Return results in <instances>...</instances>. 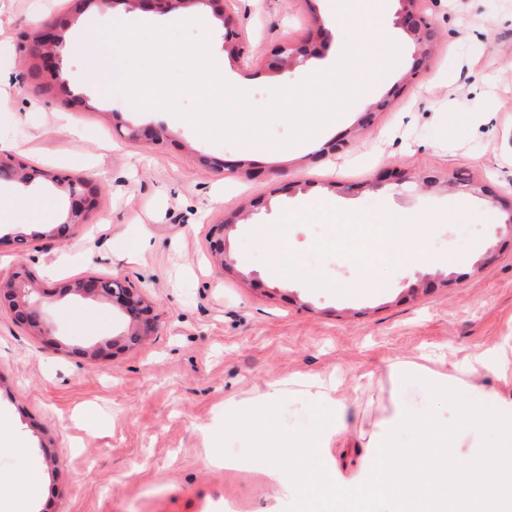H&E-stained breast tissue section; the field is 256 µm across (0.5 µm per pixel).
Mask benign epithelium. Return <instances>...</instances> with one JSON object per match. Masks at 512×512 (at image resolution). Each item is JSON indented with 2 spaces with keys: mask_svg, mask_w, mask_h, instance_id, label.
<instances>
[{
  "mask_svg": "<svg viewBox=\"0 0 512 512\" xmlns=\"http://www.w3.org/2000/svg\"><path fill=\"white\" fill-rule=\"evenodd\" d=\"M113 3L128 4L144 11L159 13L171 12L189 7H210L224 27V51L229 57L240 59L248 48L240 40L234 18L228 10L229 0H113ZM401 5L397 15V25L413 43L415 51L412 63L403 81L415 79L424 69L432 55V45L436 42L433 22L418 8L417 0H399ZM64 24L58 21L43 22L34 32L21 33L18 44L19 53L36 60L28 74L33 78L47 75L58 83L61 74L56 61V54L48 52V48L62 42ZM315 54L314 41H284L274 47L267 67L278 71L290 60L302 56L311 57ZM120 137L130 142L160 143L167 138L166 130L154 126H126ZM24 171L22 181L32 183L43 176V173L28 169L25 164L12 155L0 153V179L15 178L18 171ZM380 183L395 184L406 182L404 171L396 168L383 169L377 174ZM67 184L66 215L62 222L51 230L38 233L61 239L69 230L84 223L88 211L93 207L96 187L88 178H63ZM230 224H215L210 232V253L218 259L220 266L230 268L234 260L226 247V230ZM34 276L25 266L14 268L8 275L0 276V309H7L13 320L28 331L42 338L44 343L55 349L68 353H77L89 360L102 359L116 354L120 350L129 349L144 340L157 335L160 325L159 315L155 307L142 295L128 277L122 275L87 276L70 280L54 288L33 287ZM67 296L81 299H98L110 304L117 310L121 321L127 326L117 338L104 344L94 343L72 347L56 335L53 322L48 318L45 308L57 299Z\"/></svg>",
  "mask_w": 512,
  "mask_h": 512,
  "instance_id": "benign-epithelium-1",
  "label": "benign epithelium"
}]
</instances>
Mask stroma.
<instances>
[{
    "label": "stroma",
    "instance_id": "obj_1",
    "mask_svg": "<svg viewBox=\"0 0 512 512\" xmlns=\"http://www.w3.org/2000/svg\"><path fill=\"white\" fill-rule=\"evenodd\" d=\"M381 35L400 49L398 64L371 84L314 137L287 150L253 152L216 143L170 113L129 107L120 68L107 44L117 25L169 29L199 18L225 80L268 105L271 90L301 87L312 71L335 66L354 37L338 21L335 0H232L249 48L235 61L224 28L207 7L168 14L73 0H0V153L32 168L85 177L100 187L86 224L62 239L34 237L15 220V201L29 198L33 216L54 227L42 184L0 180V271L26 265L48 286L88 275L121 274L141 287L161 317L157 336L108 360L90 361L46 348L0 312V431L22 448L0 446V512H264L275 487L252 470L227 471L206 454L251 458L293 432L311 438L318 406L284 402L271 431L241 434L224 427V405L244 401L268 382L288 377L336 381V395L364 429L388 408L380 379L387 363L430 352L461 360L480 351L512 370V242L503 213L488 200L406 183L379 185L384 168L439 177L462 175L512 197V0H419L439 47L400 95L392 88L409 68L411 49L397 26L398 0H376ZM68 26L57 51L65 89L40 94L24 82L17 35L46 20ZM328 24L316 56L282 72L265 59L286 40ZM389 103L374 126L348 147L318 152L353 129L381 98ZM120 123L167 129L159 144L119 138ZM244 160L261 178L206 166L205 158ZM456 214L457 221L444 217ZM392 214L435 218L423 262L386 265L377 220ZM231 220L227 249L235 271L209 251L212 224ZM271 228L293 265L274 264L254 230ZM29 235L26 249L13 242ZM318 272L314 287L302 270ZM441 274L448 287L420 290ZM64 341L83 345L117 337L119 316L92 299L49 308ZM411 420L399 447H418L421 425L452 420L454 404L412 375L400 384ZM60 451L51 469L44 447ZM40 468L44 492L20 506L15 491Z\"/></svg>",
    "mask_w": 512,
    "mask_h": 512
}]
</instances>
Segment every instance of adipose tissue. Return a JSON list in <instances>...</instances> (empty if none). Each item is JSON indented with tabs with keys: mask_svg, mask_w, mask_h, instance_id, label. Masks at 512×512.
<instances>
[{
	"mask_svg": "<svg viewBox=\"0 0 512 512\" xmlns=\"http://www.w3.org/2000/svg\"><path fill=\"white\" fill-rule=\"evenodd\" d=\"M427 223L423 216L409 222L396 214L385 218L380 227L387 248L379 254V262L423 260L426 239L422 229ZM385 371L391 384V408L371 434L361 437L363 453L351 465L341 463L333 453L349 427V415L344 401L336 399L332 381L277 380L268 383L256 401L230 403L241 432L251 431L256 419H273L280 405L294 394L321 405L314 434L318 454H310V448L299 443L287 453H272L250 463L277 488L280 503L299 495L308 512H317L318 499L332 495L345 500L352 512H368L377 500L389 502L391 512H461L468 504L477 505L480 512H512V465L499 450L502 440L512 438V395L489 388L484 381L486 375L498 374L496 359L477 352L467 362L447 367L423 353L413 360L390 362ZM409 372L420 374L434 392L457 404L452 421L429 431L427 447L454 448L460 433L477 431L474 465L460 467L441 457L422 460L395 447L396 434L408 422L396 385Z\"/></svg>",
	"mask_w": 512,
	"mask_h": 512,
	"instance_id": "ef3b65f1",
	"label": "adipose tissue"
}]
</instances>
